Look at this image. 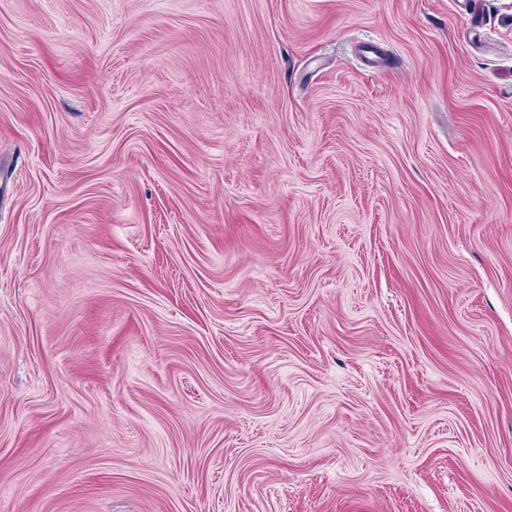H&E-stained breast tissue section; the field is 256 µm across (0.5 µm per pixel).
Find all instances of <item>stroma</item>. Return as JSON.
I'll list each match as a JSON object with an SVG mask.
<instances>
[{
    "label": "stroma",
    "mask_w": 512,
    "mask_h": 512,
    "mask_svg": "<svg viewBox=\"0 0 512 512\" xmlns=\"http://www.w3.org/2000/svg\"><path fill=\"white\" fill-rule=\"evenodd\" d=\"M0 512H512V0H0Z\"/></svg>",
    "instance_id": "obj_1"
}]
</instances>
